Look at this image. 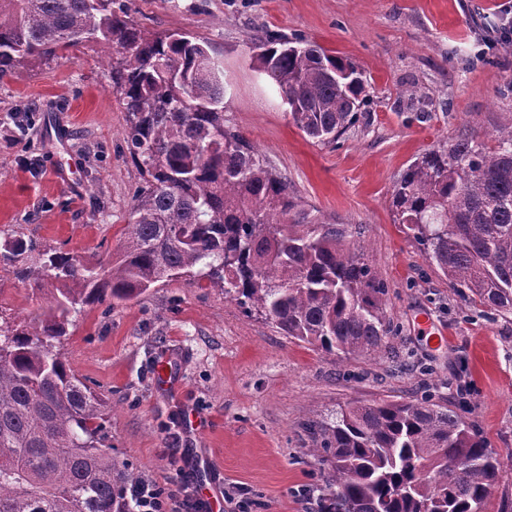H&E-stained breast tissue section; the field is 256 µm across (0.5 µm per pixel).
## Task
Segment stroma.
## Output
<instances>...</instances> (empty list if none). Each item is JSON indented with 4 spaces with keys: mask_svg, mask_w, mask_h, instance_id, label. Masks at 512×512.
<instances>
[{
    "mask_svg": "<svg viewBox=\"0 0 512 512\" xmlns=\"http://www.w3.org/2000/svg\"><path fill=\"white\" fill-rule=\"evenodd\" d=\"M153 33L207 38L224 64V116L333 224H359L388 286L398 332L387 355L340 359L247 314L223 289L157 283L114 306L82 308L60 349L110 405L116 455L146 483L174 474L173 435L198 463L207 498L248 512H315L321 484L305 423L336 407L429 392L452 405L502 462L487 512H512V313L465 307L393 221L389 198L424 150L460 137L494 147L512 124V52L501 45L512 0H121ZM268 32L351 59L370 101L337 144L309 139L251 63ZM126 114L98 46L0 79V244L34 240L95 262L116 254L142 180ZM39 158V172L25 166ZM39 300L0 272V316L31 320ZM443 333V344L429 342ZM167 363L171 383L157 381Z\"/></svg>",
    "mask_w": 512,
    "mask_h": 512,
    "instance_id": "35a3bbf8",
    "label": "stroma"
}]
</instances>
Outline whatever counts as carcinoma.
<instances>
[{"mask_svg":"<svg viewBox=\"0 0 512 512\" xmlns=\"http://www.w3.org/2000/svg\"><path fill=\"white\" fill-rule=\"evenodd\" d=\"M87 33L112 60L145 186L115 261L50 249L33 270L23 264L33 242L0 249V266L42 299L30 323L0 316V512H132L139 478L112 453L107 398L59 350L80 307L187 277L328 354L379 355L396 335L361 229L306 209L226 123L224 68L207 39L149 33L114 0H0V78L63 57ZM255 49L251 62L311 139L336 142L369 102L355 63L314 42L268 32ZM390 205L462 298L512 312V125L492 149L460 138L426 150ZM305 431L327 468L316 512H485L498 482L488 442L431 395L340 405Z\"/></svg>","mask_w":512,"mask_h":512,"instance_id":"cac0c4a2","label":"carcinoma"}]
</instances>
